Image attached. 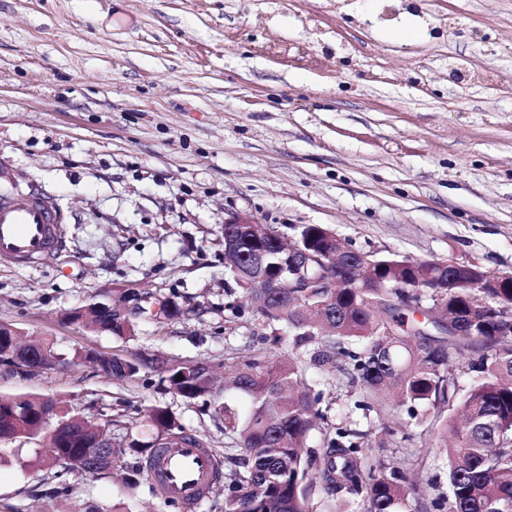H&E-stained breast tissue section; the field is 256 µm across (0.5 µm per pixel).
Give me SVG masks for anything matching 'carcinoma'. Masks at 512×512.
Wrapping results in <instances>:
<instances>
[{"label":"carcinoma","instance_id":"carcinoma-1","mask_svg":"<svg viewBox=\"0 0 512 512\" xmlns=\"http://www.w3.org/2000/svg\"><path fill=\"white\" fill-rule=\"evenodd\" d=\"M327 228L301 226L294 242L312 255L299 281L319 288H257L266 277L278 282L284 261L273 238L224 225V237L237 241L236 268L229 271L238 287L259 301L254 314L264 324L282 322L295 348L313 347L311 361L334 359L339 371L367 392L355 408L369 414L378 397L397 393L411 416L448 405L453 414L439 435L448 456L446 497L433 500L437 512H512V336H500L502 318L512 314V283L480 288L475 277L460 275L440 260H418L397 254L373 260L340 250L345 240H331ZM468 357V387L459 388L449 372L451 358ZM116 376L135 380L151 369L169 390L189 400L201 399L224 418V431L238 439L236 495L224 501V512H310L305 482L316 476L336 495L364 496L366 512H416L410 480L401 465L370 462L360 451L358 431L338 427L323 434L324 453L317 457L307 442L329 407L324 392L305 382L293 357L273 360L263 353L245 356L224 367V382L251 399L244 416L213 391L206 362H163L123 358ZM44 397L0 395V442L18 438L46 441L50 429L41 420ZM63 431L30 468L60 477L76 465L109 473V461L131 450L140 455L129 476L134 487L150 477L159 450L186 433L168 408L153 405L128 428L148 426L163 438L133 441L129 448H96L99 425L63 411Z\"/></svg>","mask_w":512,"mask_h":512}]
</instances>
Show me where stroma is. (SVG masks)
Returning <instances> with one entry per match:
<instances>
[{
	"label": "stroma",
	"mask_w": 512,
	"mask_h": 512,
	"mask_svg": "<svg viewBox=\"0 0 512 512\" xmlns=\"http://www.w3.org/2000/svg\"><path fill=\"white\" fill-rule=\"evenodd\" d=\"M405 26L412 36L395 38ZM33 195L63 213L66 250L0 261V321L66 354L293 355L324 390L329 425L364 432L373 461L403 462L430 512L448 493L432 434L448 408L418 423L390 398L363 416L358 385L258 324L224 273V221L246 215L287 238L319 224L380 256L512 272V0H0V198ZM127 285L177 296L184 316L138 321L126 339L62 322ZM15 394L111 414L118 447L125 422L167 407L223 477L184 512H224L236 441L159 373L0 368V395ZM39 451L0 445V512H47L61 480L60 512L72 501L173 512L146 480L34 475Z\"/></svg>",
	"instance_id": "35a3bbf8"
}]
</instances>
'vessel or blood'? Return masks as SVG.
<instances>
[{
    "label": "vessel or blood",
    "mask_w": 512,
    "mask_h": 512,
    "mask_svg": "<svg viewBox=\"0 0 512 512\" xmlns=\"http://www.w3.org/2000/svg\"><path fill=\"white\" fill-rule=\"evenodd\" d=\"M62 221L48 198L0 200V259L35 264L64 251L65 240L58 231ZM215 464L211 451L198 439L180 438L159 456L155 470L158 491L170 501L191 505L208 492Z\"/></svg>",
    "instance_id": "1"
}]
</instances>
